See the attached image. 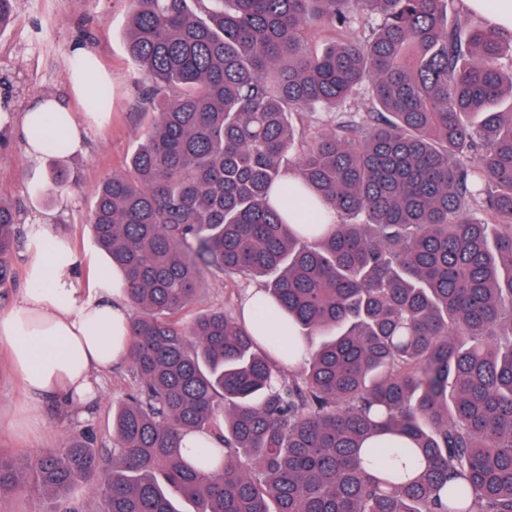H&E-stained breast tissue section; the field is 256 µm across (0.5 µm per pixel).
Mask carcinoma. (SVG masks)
I'll use <instances>...</instances> for the list:
<instances>
[{
  "label": "carcinoma",
  "mask_w": 512,
  "mask_h": 512,
  "mask_svg": "<svg viewBox=\"0 0 512 512\" xmlns=\"http://www.w3.org/2000/svg\"><path fill=\"white\" fill-rule=\"evenodd\" d=\"M454 2L129 0L154 119L90 224L135 310L137 393L112 405L108 458L88 430L0 448V498L512 512V110L491 109L512 34ZM362 93L357 120L292 123ZM18 242L0 197V284ZM208 275L256 282L279 335L240 303L186 318ZM192 433L219 447L184 456Z\"/></svg>",
  "instance_id": "cac0c4a2"
}]
</instances>
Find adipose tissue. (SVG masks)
Masks as SVG:
<instances>
[{
    "label": "adipose tissue",
    "instance_id": "1",
    "mask_svg": "<svg viewBox=\"0 0 512 512\" xmlns=\"http://www.w3.org/2000/svg\"><path fill=\"white\" fill-rule=\"evenodd\" d=\"M72 101L44 98L23 112L19 133L31 162L48 150L63 158L81 150L88 124L108 115L98 80V59L81 45L66 66ZM39 218L27 245L26 286L0 313V344L7 347L26 394L24 412L35 418L44 400L80 407L97 395L96 371L129 357L130 313L119 277L95 265L92 284L76 288L79 257L69 238Z\"/></svg>",
    "mask_w": 512,
    "mask_h": 512
}]
</instances>
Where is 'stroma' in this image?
<instances>
[{
  "mask_svg": "<svg viewBox=\"0 0 512 512\" xmlns=\"http://www.w3.org/2000/svg\"><path fill=\"white\" fill-rule=\"evenodd\" d=\"M128 10L127 0H16L10 22L0 30V194L17 209L23 233H30L37 214H53L54 231L72 238L82 257L99 252L88 222L95 188L126 170L151 122L141 110L146 85L125 48ZM76 43L95 53L111 78L104 86L111 118L103 128L90 130L83 151L68 161L47 155L30 165L14 120L36 99L67 94L66 60ZM57 165L68 180L54 186L49 178ZM99 379L100 395L88 409L60 400L42 402L41 425L34 431L14 418L23 392L0 348V448L35 454L90 428L97 447L111 451L112 404L136 384L125 363Z\"/></svg>",
  "mask_w": 512,
  "mask_h": 512,
  "instance_id": "1",
  "label": "stroma"
}]
</instances>
